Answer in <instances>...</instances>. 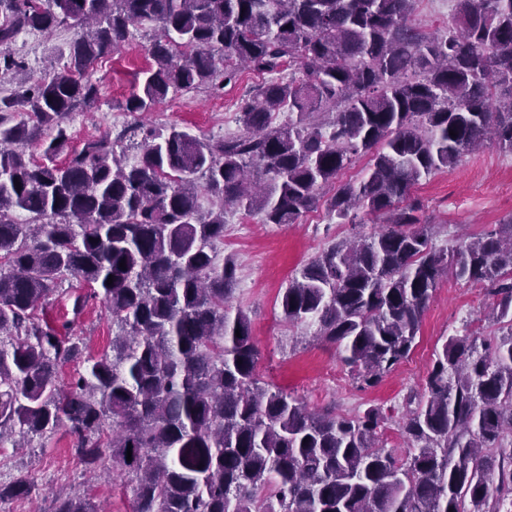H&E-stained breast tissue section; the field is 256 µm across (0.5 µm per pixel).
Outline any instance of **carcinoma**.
Segmentation results:
<instances>
[{
    "mask_svg": "<svg viewBox=\"0 0 512 512\" xmlns=\"http://www.w3.org/2000/svg\"><path fill=\"white\" fill-rule=\"evenodd\" d=\"M415 2L0 0L1 48L22 30L77 28L68 65L37 80L0 53L19 80L0 97V443L64 427L87 471L110 462L131 476L134 512H512V332L447 339L404 420L402 456L379 444V410L313 412L262 378L251 321L230 304L237 264L218 251L227 209L293 224L370 153L326 209L388 225L307 264L280 296L285 319L314 323L369 387L410 355L447 275L485 288L512 326V222L438 251L411 196L487 144L512 153V0H452L436 33L413 22ZM143 22L161 35L125 110L248 68L268 79L240 101L241 134L138 125L57 163L68 117L97 96L87 72ZM45 129L39 162L26 148ZM127 139L133 163L117 153ZM70 277L89 288L74 312L98 299L118 326L112 352L85 358L81 337L40 323ZM31 490L0 483V502ZM53 512L99 509L73 495Z\"/></svg>",
    "mask_w": 512,
    "mask_h": 512,
    "instance_id": "carcinoma-1",
    "label": "carcinoma"
}]
</instances>
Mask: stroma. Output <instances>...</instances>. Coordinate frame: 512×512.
<instances>
[{
	"instance_id": "stroma-1",
	"label": "stroma",
	"mask_w": 512,
	"mask_h": 512,
	"mask_svg": "<svg viewBox=\"0 0 512 512\" xmlns=\"http://www.w3.org/2000/svg\"><path fill=\"white\" fill-rule=\"evenodd\" d=\"M155 30L152 23L138 26L127 43L90 70L98 97L90 108L69 117V151L81 150L86 141L110 132L117 115L127 126H174L200 138L237 132L240 100L261 81L249 71L242 73L237 84L221 89L203 86L169 94L143 114L123 111L125 99L152 63L148 47ZM74 38L75 31L69 27L49 34L24 31L10 50L25 61L31 77L38 78L46 65L61 67L69 62ZM412 194L423 204L420 220L427 224L435 249H448L463 237H480L512 217V154L485 146L466 155L456 167L423 180ZM386 223V215L362 211L356 223L341 224L322 204L293 224H265L259 217L230 212L225 216L223 250L240 267L232 305L251 320L261 354L258 370L264 379L316 412L333 408L353 414L381 408L385 420L380 440L402 453L409 446L401 428L402 418L412 408L408 398L422 395L436 349L467 327L487 337L505 335L511 328L493 319V299L485 288L443 279L423 316L410 356L377 385L367 387L351 376L335 347L315 340V325L283 320L280 296L307 263L336 241L371 233ZM85 290L83 283L68 279L44 303L39 317L56 327L68 326L83 338L86 354L95 356L109 349L116 328L99 302L74 311L75 296ZM19 478L28 479L34 489L27 497L7 501L9 512H50L56 497L71 493L86 495L102 512H133L128 478L113 472L90 478L74 453L71 436L62 429L45 439L32 438L25 448L9 441L0 445V483Z\"/></svg>"
}]
</instances>
